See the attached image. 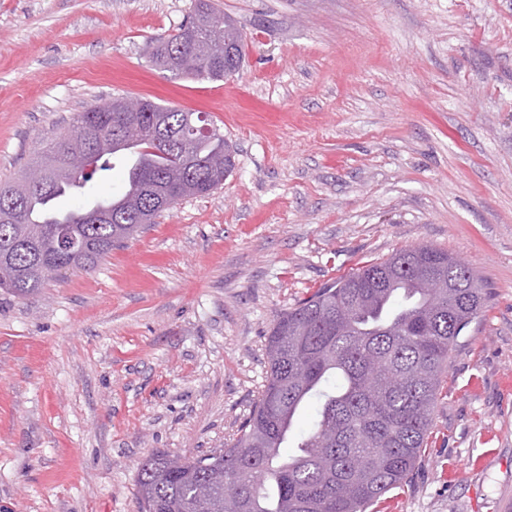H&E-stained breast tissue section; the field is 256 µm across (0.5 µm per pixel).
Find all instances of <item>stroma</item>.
<instances>
[{
	"instance_id": "stroma-1",
	"label": "stroma",
	"mask_w": 512,
	"mask_h": 512,
	"mask_svg": "<svg viewBox=\"0 0 512 512\" xmlns=\"http://www.w3.org/2000/svg\"><path fill=\"white\" fill-rule=\"evenodd\" d=\"M243 68L141 48L192 0H0V182L115 97L210 115L236 166L94 270L0 291V512H137L153 452L231 445L275 316L396 250L475 269L428 446L367 512L512 501V0H214Z\"/></svg>"
}]
</instances>
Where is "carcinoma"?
I'll return each instance as SVG.
<instances>
[{
    "mask_svg": "<svg viewBox=\"0 0 512 512\" xmlns=\"http://www.w3.org/2000/svg\"><path fill=\"white\" fill-rule=\"evenodd\" d=\"M155 61L178 59L176 77L218 80L239 73L243 33L210 0H194L189 21L146 44ZM146 125L165 114L173 140L164 149L121 143L88 153L74 174L27 197L17 181L0 184V213L21 207L24 223H0V289L24 296L44 287L39 262L90 270L112 249L172 209L161 184L180 180L188 195L224 185L235 167L233 144L214 126L203 132L193 112L144 100ZM113 103L81 112L73 128L99 125L113 135ZM126 162L127 189L108 203L107 219L91 224L82 208L59 217L56 200ZM446 270L462 287L431 293L418 286L425 270ZM486 292L464 262L427 245L399 249L318 289L273 320L265 345L267 378L234 443L191 457L180 471L155 452L137 476L139 512H365L413 470L427 446L448 359L462 331L480 316ZM318 402L311 430L285 457L294 419Z\"/></svg>",
    "mask_w": 512,
    "mask_h": 512,
    "instance_id": "carcinoma-1",
    "label": "carcinoma"
}]
</instances>
